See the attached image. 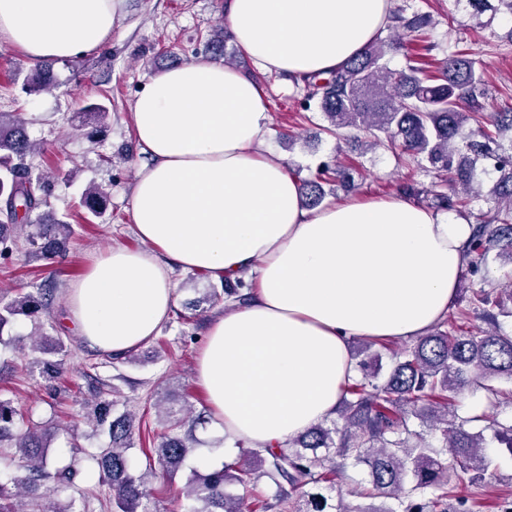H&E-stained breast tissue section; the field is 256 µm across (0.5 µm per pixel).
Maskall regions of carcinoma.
Returning a JSON list of instances; mask_svg holds the SVG:
<instances>
[{
	"mask_svg": "<svg viewBox=\"0 0 512 512\" xmlns=\"http://www.w3.org/2000/svg\"><path fill=\"white\" fill-rule=\"evenodd\" d=\"M429 28L427 16L409 15L404 6H394L385 26L391 35L376 37L327 76L305 81L303 104L323 115L325 131L332 136L357 130L382 141L397 156L428 164L439 179L434 196L448 209L465 208L474 199L477 166L493 173V207L472 225L465 250V271L485 285L490 253L512 260V143L506 148L499 142L501 134L512 133V110L487 116L481 112V73L466 55L433 66ZM399 51L406 65L394 70L389 59ZM54 65L51 61L34 66L23 91L31 95L54 86ZM34 150L23 113L0 112V202L5 213L0 220V256L18 248L17 229L25 228L28 259L50 265L66 256L73 230L46 211L52 184L40 175L32 177L27 158ZM351 180L348 170L324 163L314 177L302 180V203L316 208L326 197L323 185H349ZM106 202L105 192L93 185L81 205L97 217ZM505 295L512 302L511 290L479 288L473 302L492 328L458 333L437 327L389 350L390 369L384 376L382 354L373 342L361 343L353 353L360 375L345 383L337 418L289 439L276 451L238 442L242 452L235 461L195 475L183 489L184 512H271L285 502V495L274 503L255 497L245 507L262 477L300 491L304 506L292 512H449L453 489L475 482L491 464L483 431L473 430L476 424L493 430L512 452V424L498 420V410L512 404V390L489 384L502 377L512 380V335L499 328V317L512 318ZM42 307L33 294L0 300V346L10 344L3 332L16 315H34ZM33 350L41 356L29 361L25 370L48 381L63 371L72 354L61 338L47 335L38 338ZM469 387L485 392L486 410L480 415L458 414L457 397ZM115 405L114 399L95 398L92 416L110 437L108 446L92 455L99 481L112 488L119 512H154L147 487L156 469L174 474L194 448L192 434L176 432L190 409L174 404L165 409L164 433L157 446L143 451L147 464L138 472L129 454L135 446L134 417L128 412L114 415ZM16 416L10 402L0 400V447L15 448L24 471L20 479L0 480V512H76L74 501L58 499L72 486L76 470L48 466L56 427L47 423L21 431ZM350 466L366 467L369 477L356 497L379 505H349L341 495L322 493L325 484Z\"/></svg>",
	"mask_w": 512,
	"mask_h": 512,
	"instance_id": "cac0c4a2",
	"label": "carcinoma"
}]
</instances>
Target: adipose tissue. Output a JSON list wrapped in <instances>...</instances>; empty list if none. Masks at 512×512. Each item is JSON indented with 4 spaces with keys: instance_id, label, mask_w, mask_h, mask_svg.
<instances>
[{
    "instance_id": "adipose-tissue-1",
    "label": "adipose tissue",
    "mask_w": 512,
    "mask_h": 512,
    "mask_svg": "<svg viewBox=\"0 0 512 512\" xmlns=\"http://www.w3.org/2000/svg\"><path fill=\"white\" fill-rule=\"evenodd\" d=\"M391 0H226L224 22L254 66L300 81L334 71L386 25ZM124 0H0V40L30 62L103 47ZM150 159L132 188L141 250L88 257L66 303L80 335L122 355L174 307L173 275L257 274L254 301L215 319L196 368L228 443L282 444L336 416L356 337L411 340L448 314L471 226L403 198L309 210L271 135L263 89L199 56L134 101Z\"/></svg>"
}]
</instances>
